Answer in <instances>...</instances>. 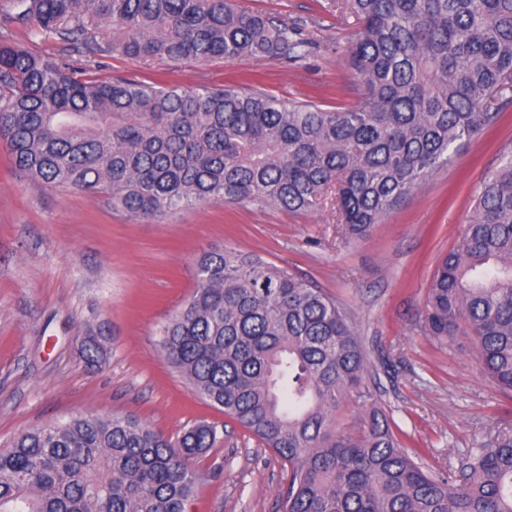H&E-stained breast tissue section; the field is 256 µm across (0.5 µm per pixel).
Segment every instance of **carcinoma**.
<instances>
[{
	"mask_svg": "<svg viewBox=\"0 0 512 512\" xmlns=\"http://www.w3.org/2000/svg\"><path fill=\"white\" fill-rule=\"evenodd\" d=\"M359 24L345 63L351 107L234 85L102 81L13 38L36 30L72 51L180 62H297L317 43L298 20L231 0H0V141L51 188L99 194L135 220L207 203L299 212L336 195L344 236L372 225L494 125L512 104V0H341ZM188 302L161 328L192 390L288 462L284 512H512V424L433 472L386 415L336 429L368 358L346 313L305 280L232 248L203 252ZM425 333L464 322L487 376L512 393V149L473 199L460 246L438 263ZM103 331L80 357L108 362ZM196 423L173 442L130 415H80L0 448V512H186L190 460L215 446Z\"/></svg>",
	"mask_w": 512,
	"mask_h": 512,
	"instance_id": "carcinoma-1",
	"label": "carcinoma"
}]
</instances>
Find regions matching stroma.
I'll return each instance as SVG.
<instances>
[{"label": "stroma", "mask_w": 512, "mask_h": 512, "mask_svg": "<svg viewBox=\"0 0 512 512\" xmlns=\"http://www.w3.org/2000/svg\"><path fill=\"white\" fill-rule=\"evenodd\" d=\"M234 3L305 21L317 50L296 63L168 64L117 53L89 59L36 32L21 39L106 81L236 83L327 109L358 100L360 81L344 62L356 29L337 18L336 0ZM510 146L512 107L357 240L343 238L330 199L303 213L213 203L139 222L104 197L27 180L0 144V444L79 413L130 414L172 438L205 421L220 441L192 462L200 480L191 512H280L287 462L194 393L159 343L161 326L195 288L197 257L228 247L302 277L346 312L370 365L361 395L340 403L337 426L360 424L368 408H381L425 466L446 468L449 457L512 423V399L484 374L473 337L464 331L444 345L421 328L436 263L461 243L477 188ZM90 327L110 339L100 369L78 350Z\"/></svg>", "instance_id": "stroma-1"}]
</instances>
